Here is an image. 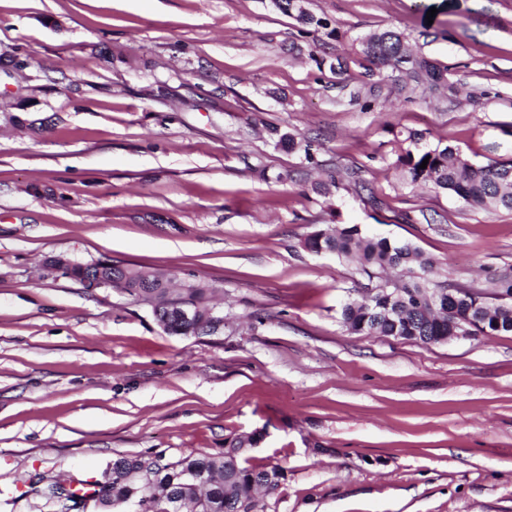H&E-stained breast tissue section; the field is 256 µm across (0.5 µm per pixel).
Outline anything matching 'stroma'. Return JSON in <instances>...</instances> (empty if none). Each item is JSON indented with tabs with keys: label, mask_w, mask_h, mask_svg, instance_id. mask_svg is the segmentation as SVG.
I'll return each instance as SVG.
<instances>
[{
	"label": "stroma",
	"mask_w": 512,
	"mask_h": 512,
	"mask_svg": "<svg viewBox=\"0 0 512 512\" xmlns=\"http://www.w3.org/2000/svg\"><path fill=\"white\" fill-rule=\"evenodd\" d=\"M304 6L327 28L273 0H0V512H40L30 473L98 478L254 432L248 465L283 471L265 512H512V334L349 333L354 263L304 246L356 224L487 291L512 269V212L411 187L391 154L413 130L512 159V0ZM388 27L451 91L369 96L358 42ZM57 257L220 288L224 329L169 335ZM301 0H277L278 8L289 16H295L296 19L305 25H314L316 27L327 28L328 24L321 18H316L313 14L303 9L298 3Z\"/></svg>",
	"instance_id": "obj_1"
}]
</instances>
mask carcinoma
<instances>
[{
    "mask_svg": "<svg viewBox=\"0 0 512 512\" xmlns=\"http://www.w3.org/2000/svg\"><path fill=\"white\" fill-rule=\"evenodd\" d=\"M278 8L305 25L325 28L327 22L303 9L298 0H276ZM361 53L379 70L383 80L433 92L447 86L446 69L412 52L405 37L386 28L360 40ZM277 144L313 160L312 144L289 134ZM394 165L408 184L429 186L461 199L473 209L512 212V160L476 165L448 144H428L422 132L395 137ZM429 159L427 168L420 165ZM304 247L353 260L364 283L358 297L346 303L342 324L361 336H385L435 345L448 341V330L465 322L471 336L512 334V273L494 279V290L477 289L460 295L466 283L446 278L432 280L434 262L409 242L363 233L357 224L321 229L309 235ZM144 269L120 264L73 263L62 276L80 282L93 277L121 287L134 299L150 297L155 320L175 336L209 335L224 309L211 302L214 289L187 284L169 287L157 274L144 279ZM260 435H240L224 441L217 454L188 455L176 461L162 452L135 457L118 455L99 480L52 482L39 473L24 480L26 495L38 498L46 512H83L89 498L100 502V512L117 508L132 512H264L260 493L278 491L281 470L244 465L245 449L255 447Z\"/></svg>",
    "mask_w": 512,
    "mask_h": 512,
    "instance_id": "cac0c4a2",
    "label": "carcinoma"
}]
</instances>
